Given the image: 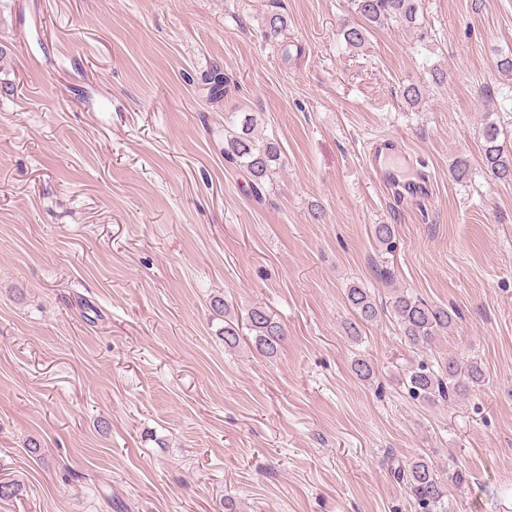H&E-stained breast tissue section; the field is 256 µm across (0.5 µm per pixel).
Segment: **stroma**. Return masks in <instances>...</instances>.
Here are the masks:
<instances>
[{
	"instance_id": "stroma-1",
	"label": "stroma",
	"mask_w": 512,
	"mask_h": 512,
	"mask_svg": "<svg viewBox=\"0 0 512 512\" xmlns=\"http://www.w3.org/2000/svg\"><path fill=\"white\" fill-rule=\"evenodd\" d=\"M422 7L353 49L350 0H0V512H414L391 470L420 455L468 473L450 512H512V183L480 155L486 121L512 132V0ZM248 117L281 148L260 202L224 158ZM379 137L427 197L377 181ZM353 283L461 317L428 349L387 314L355 340ZM450 356L479 391L411 398L405 368ZM213 306L219 313H224V328L219 333L222 336L221 339L224 340V347L229 349L236 348L239 345L240 337L233 325V321L228 318L230 314L228 305L224 303L223 299H215ZM247 319L257 351L268 357L275 356L286 335L281 323L263 306L252 307Z\"/></svg>"
}]
</instances>
